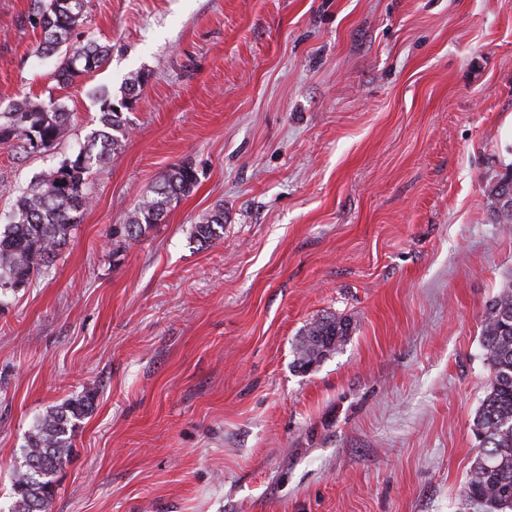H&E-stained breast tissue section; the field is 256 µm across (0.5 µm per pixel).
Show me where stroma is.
<instances>
[{
  "mask_svg": "<svg viewBox=\"0 0 512 512\" xmlns=\"http://www.w3.org/2000/svg\"><path fill=\"white\" fill-rule=\"evenodd\" d=\"M29 4L0 0V110L53 96L72 126L0 144V218L96 128V90L147 81L67 245L0 307V512L32 426L89 390L49 512H474L481 329L512 281L487 194L512 166V0H90L110 53L62 90ZM184 161L194 189L113 253ZM327 315L351 334L302 371ZM224 235V209L218 208L194 226V238L200 243H211Z\"/></svg>",
  "mask_w": 512,
  "mask_h": 512,
  "instance_id": "stroma-1",
  "label": "stroma"
}]
</instances>
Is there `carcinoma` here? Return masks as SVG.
<instances>
[{
  "instance_id": "carcinoma-1",
  "label": "carcinoma",
  "mask_w": 512,
  "mask_h": 512,
  "mask_svg": "<svg viewBox=\"0 0 512 512\" xmlns=\"http://www.w3.org/2000/svg\"><path fill=\"white\" fill-rule=\"evenodd\" d=\"M86 0H30L27 19L40 29L39 51L43 55L66 50L56 72L58 84L69 87L98 69L108 56L107 46L91 37L77 47L75 36L86 14ZM146 77L133 73L121 87L119 102L103 93L99 127L79 146L76 154L57 166L43 170L15 196L7 223L0 225V305L9 294L26 286L31 278L53 264L69 241L78 216L90 204L85 192L93 168L109 160L129 132L124 110L144 86ZM70 131V114L51 99L24 97L0 113V142L13 143L27 154L47 152ZM512 179V167L489 184L498 224H512V197L503 178ZM197 172L189 162L173 166L143 196L127 223L112 229L116 251L138 241L161 223L174 204L190 193ZM224 235V209L210 213L194 226V238L211 243ZM348 324L334 317L311 322L296 349V363L307 370L342 346ZM482 347L492 374L490 384L474 419L479 453L470 469L467 498L482 512L512 509V283L504 285L488 304L482 326ZM93 407L85 395L42 418L28 436L22 463L13 482L10 512H48L55 494V474L68 457L76 422Z\"/></svg>"
}]
</instances>
